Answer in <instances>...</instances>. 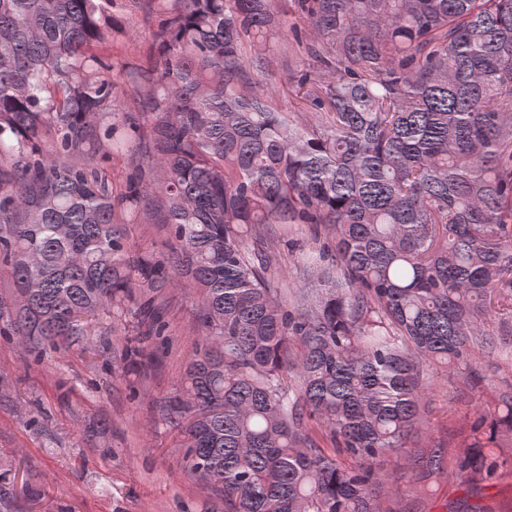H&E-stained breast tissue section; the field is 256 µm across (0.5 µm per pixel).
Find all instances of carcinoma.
Wrapping results in <instances>:
<instances>
[{
  "label": "carcinoma",
  "instance_id": "carcinoma-1",
  "mask_svg": "<svg viewBox=\"0 0 512 512\" xmlns=\"http://www.w3.org/2000/svg\"><path fill=\"white\" fill-rule=\"evenodd\" d=\"M0 0V332L57 351L112 326L122 372L167 328L154 300L198 289L194 355L162 418L224 512H380L407 454L420 366L468 379L512 327V0H149V61L112 77L117 4ZM286 24L310 58L268 82ZM136 173L122 179L112 159ZM164 224L170 255L132 250ZM324 226L282 288L251 241ZM512 394L490 404L461 480L512 470Z\"/></svg>",
  "mask_w": 512,
  "mask_h": 512
}]
</instances>
